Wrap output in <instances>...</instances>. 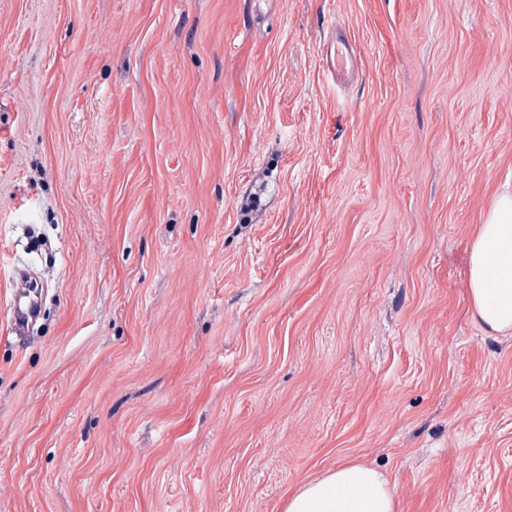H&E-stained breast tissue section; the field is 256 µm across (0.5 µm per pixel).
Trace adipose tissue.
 <instances>
[{
  "instance_id": "ef3b65f1",
  "label": "adipose tissue",
  "mask_w": 512,
  "mask_h": 512,
  "mask_svg": "<svg viewBox=\"0 0 512 512\" xmlns=\"http://www.w3.org/2000/svg\"><path fill=\"white\" fill-rule=\"evenodd\" d=\"M468 284L484 331L512 332V193L494 198L473 240ZM395 493L376 469L338 467L289 490L284 512H396Z\"/></svg>"
}]
</instances>
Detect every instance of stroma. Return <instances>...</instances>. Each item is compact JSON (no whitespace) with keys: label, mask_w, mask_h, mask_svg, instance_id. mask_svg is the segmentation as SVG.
<instances>
[{"label":"stroma","mask_w":512,"mask_h":512,"mask_svg":"<svg viewBox=\"0 0 512 512\" xmlns=\"http://www.w3.org/2000/svg\"><path fill=\"white\" fill-rule=\"evenodd\" d=\"M504 191L512 0H0V512H512ZM336 65L333 60V67L336 66V76L348 78L354 71L351 44L342 28H336ZM468 284L472 317L484 331H512V193L494 198L473 240ZM393 488L371 467L345 465L288 490L284 512H396Z\"/></svg>","instance_id":"obj_1"}]
</instances>
